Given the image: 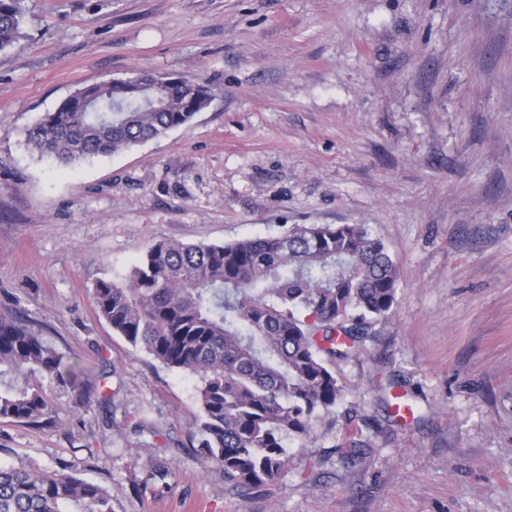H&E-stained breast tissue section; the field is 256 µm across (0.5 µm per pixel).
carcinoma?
I'll return each instance as SVG.
<instances>
[{
    "mask_svg": "<svg viewBox=\"0 0 512 512\" xmlns=\"http://www.w3.org/2000/svg\"><path fill=\"white\" fill-rule=\"evenodd\" d=\"M19 0H0V51L22 38ZM215 97L204 81L135 71L79 88L26 129L32 151L65 164L127 151L188 124ZM399 268L367 224H295L279 235L152 245L93 298L118 335L198 379L192 437L242 495L287 463V443L336 409V363L375 340L397 305ZM83 370L42 332L0 317V420L51 422L68 409L47 389L86 400ZM0 512H112V494L60 469L0 465Z\"/></svg>",
    "mask_w": 512,
    "mask_h": 512,
    "instance_id": "1",
    "label": "carcinoma"
}]
</instances>
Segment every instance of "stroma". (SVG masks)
Wrapping results in <instances>:
<instances>
[{"label": "stroma", "mask_w": 512, "mask_h": 512, "mask_svg": "<svg viewBox=\"0 0 512 512\" xmlns=\"http://www.w3.org/2000/svg\"><path fill=\"white\" fill-rule=\"evenodd\" d=\"M0 52V316L29 320L95 385L42 425L0 420V464L68 468L112 512H512V0H20ZM209 81L160 141L64 166L25 129L132 69ZM367 224L401 271L390 320L336 366L330 416L242 496L190 445L191 374L99 316L96 280L159 241L224 244ZM399 382L412 413L387 416ZM111 395L104 404L103 395Z\"/></svg>", "instance_id": "1"}]
</instances>
